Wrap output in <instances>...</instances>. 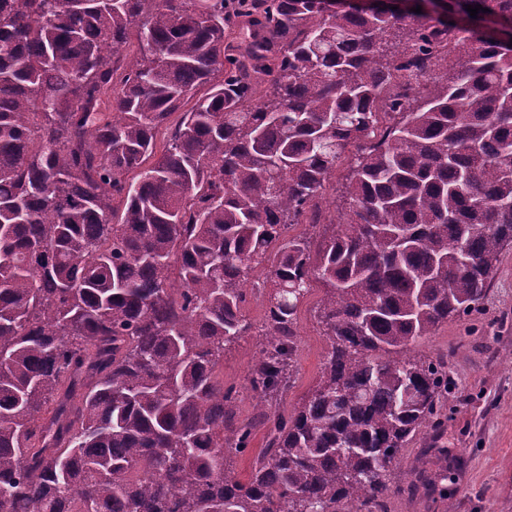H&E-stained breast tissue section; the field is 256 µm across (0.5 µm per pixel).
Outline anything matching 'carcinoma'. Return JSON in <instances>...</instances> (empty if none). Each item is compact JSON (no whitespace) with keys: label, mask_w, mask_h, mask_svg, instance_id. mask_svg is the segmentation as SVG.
<instances>
[{"label":"carcinoma","mask_w":512,"mask_h":512,"mask_svg":"<svg viewBox=\"0 0 512 512\" xmlns=\"http://www.w3.org/2000/svg\"><path fill=\"white\" fill-rule=\"evenodd\" d=\"M443 9L0 0V512H391L449 385L406 352L512 245V0ZM345 158L337 233L286 236ZM313 278L329 345L282 415ZM264 290L244 423L218 371ZM263 434L262 432H257L252 444L250 445V449L245 454H237L232 455L228 460L227 464L229 468L234 470L239 475H246L250 470L252 461L256 454L263 448Z\"/></svg>","instance_id":"obj_1"}]
</instances>
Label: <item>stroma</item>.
Here are the masks:
<instances>
[{
  "label": "stroma",
  "mask_w": 512,
  "mask_h": 512,
  "mask_svg": "<svg viewBox=\"0 0 512 512\" xmlns=\"http://www.w3.org/2000/svg\"><path fill=\"white\" fill-rule=\"evenodd\" d=\"M323 295L322 283L311 281L299 312L296 382L278 405L281 413H291L319 375L328 345L315 317ZM257 353L255 337L245 336L224 354V383L237 390L243 421L256 412L248 374ZM411 353L447 358L451 385L444 426L424 428L393 470L398 492L392 512H445L449 506L454 512H512V246L503 251L478 313L440 324ZM421 458L427 477L448 486L451 503L409 492L411 469Z\"/></svg>",
  "instance_id": "stroma-1"
}]
</instances>
